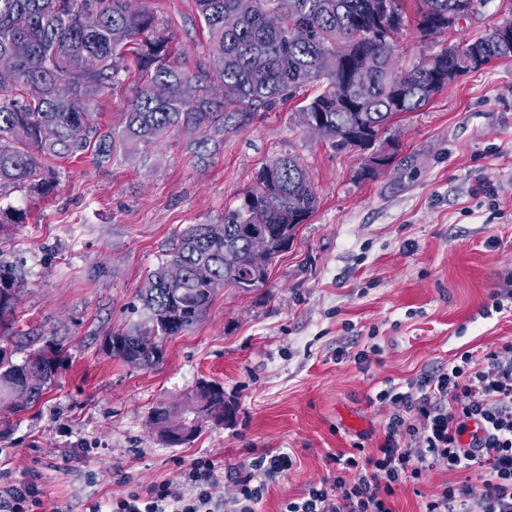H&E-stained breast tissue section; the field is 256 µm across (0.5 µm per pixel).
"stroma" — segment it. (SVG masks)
<instances>
[{
  "label": "stroma",
  "instance_id": "35a3bbf8",
  "mask_svg": "<svg viewBox=\"0 0 512 512\" xmlns=\"http://www.w3.org/2000/svg\"><path fill=\"white\" fill-rule=\"evenodd\" d=\"M189 68L207 61V33L192 0H148ZM506 17L488 0L454 33L422 38L408 27L396 52L407 67L446 44L476 38ZM300 99H284L252 123L196 150L188 135L116 147L109 164L91 155L52 159L49 196L13 189L0 208L25 211L0 235V252L24 283L0 329L19 364L47 339L68 359L28 410L0 396V490L31 484L39 512H89L178 479L209 455L223 468L264 452L296 463L269 483L258 512L319 483L328 454L379 442L387 414L368 397L385 381L406 384L468 349L512 339V313L486 314L512 270V59L459 77L428 105L405 114L376 150L390 163L373 181L357 172L370 152L336 150L298 123ZM300 158L319 195L267 282L248 293L218 289L203 318L166 341L145 368L107 356L112 329L139 323L137 293L178 233L217 224L257 185L274 158ZM380 362L353 356L370 340ZM219 382L236 404L229 424L202 420L192 442H163L149 415L195 416L198 380Z\"/></svg>",
  "mask_w": 512,
  "mask_h": 512
}]
</instances>
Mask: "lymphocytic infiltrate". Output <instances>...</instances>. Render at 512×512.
<instances>
[{
    "mask_svg": "<svg viewBox=\"0 0 512 512\" xmlns=\"http://www.w3.org/2000/svg\"><path fill=\"white\" fill-rule=\"evenodd\" d=\"M368 401L388 411L381 441L331 456V485L285 499L280 512H394L397 490L437 467L467 478L442 485L422 512H512V340L463 352L406 385L386 384ZM292 466L284 452L254 457L226 496L219 467L200 456L181 479L147 496L128 493L112 512H256L269 482Z\"/></svg>",
    "mask_w": 512,
    "mask_h": 512,
    "instance_id": "f902f5d3",
    "label": "lymphocytic infiltrate"
}]
</instances>
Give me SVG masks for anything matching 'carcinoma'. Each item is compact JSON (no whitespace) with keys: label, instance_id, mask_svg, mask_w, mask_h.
Returning <instances> with one entry per match:
<instances>
[{"label":"carcinoma","instance_id":"carcinoma-1","mask_svg":"<svg viewBox=\"0 0 512 512\" xmlns=\"http://www.w3.org/2000/svg\"><path fill=\"white\" fill-rule=\"evenodd\" d=\"M210 44L209 66L184 67L170 47L167 28L140 0H0V195L21 189L44 198L54 178L48 158L80 156L93 149L97 164L112 159L119 143L149 145L181 130L199 147L226 130L249 124L261 109L292 97L307 85L321 91L297 112L299 124L338 150L368 149L404 112L424 107L447 84L441 72L473 70L471 51L488 64L512 58V35L493 28L485 36L395 64L399 38L414 14L425 36L448 32V20L478 14L488 0H253L234 27L224 17L239 0H194ZM30 53L18 58L13 44ZM143 84L127 99L122 129L104 131L95 121L98 99L122 85L130 63ZM159 82L158 101L146 87ZM187 82L199 89L189 104ZM258 187L240 206L224 212L222 224H193L150 273L139 300L145 320L105 336V351L126 362L152 367L165 358V341L197 323L224 286L248 293L263 285L274 259L288 250L296 228L315 212L319 196L299 158L271 160L257 174ZM22 286L15 266L0 258V327L13 314ZM67 360L50 340L15 364L0 351V390L37 403ZM206 402L207 416L226 422L235 408L224 387L200 381L193 399Z\"/></svg>","mask_w":512,"mask_h":512}]
</instances>
